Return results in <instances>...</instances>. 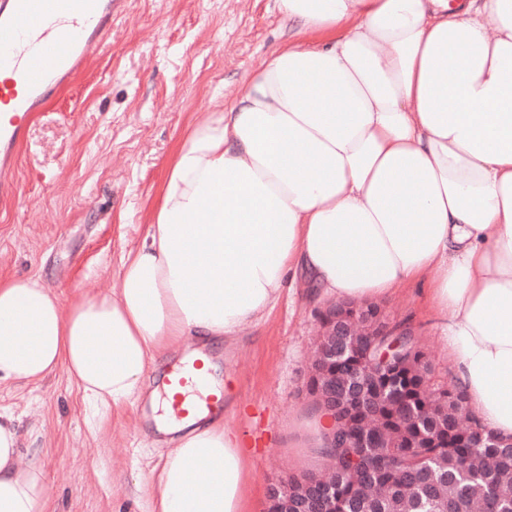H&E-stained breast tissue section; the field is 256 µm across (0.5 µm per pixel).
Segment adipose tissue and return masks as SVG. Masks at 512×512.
Listing matches in <instances>:
<instances>
[{"label":"adipose tissue","mask_w":512,"mask_h":512,"mask_svg":"<svg viewBox=\"0 0 512 512\" xmlns=\"http://www.w3.org/2000/svg\"><path fill=\"white\" fill-rule=\"evenodd\" d=\"M305 36L189 126L117 288L65 305L0 281V385L65 371L94 409L149 396L166 434L146 512H243L249 450L222 419L171 415L159 358L232 352L289 274L373 301L431 277L461 391L512 437V0H278ZM0 411V512L48 490Z\"/></svg>","instance_id":"ef3b65f1"}]
</instances>
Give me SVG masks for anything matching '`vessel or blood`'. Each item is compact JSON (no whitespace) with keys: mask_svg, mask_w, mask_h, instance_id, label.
I'll use <instances>...</instances> for the list:
<instances>
[{"mask_svg":"<svg viewBox=\"0 0 512 512\" xmlns=\"http://www.w3.org/2000/svg\"><path fill=\"white\" fill-rule=\"evenodd\" d=\"M112 32V0H0V87L12 109L0 113V199L15 196L11 177L28 122L100 54ZM208 386L198 364L171 380L168 402L177 415L201 410Z\"/></svg>","mask_w":512,"mask_h":512,"instance_id":"vessel-or-blood-1","label":"vessel or blood"}]
</instances>
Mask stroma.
Returning a JSON list of instances; mask_svg holds the SVG:
<instances>
[{"label":"stroma","instance_id":"obj_1","mask_svg":"<svg viewBox=\"0 0 512 512\" xmlns=\"http://www.w3.org/2000/svg\"><path fill=\"white\" fill-rule=\"evenodd\" d=\"M299 38L277 0H113L104 51L29 125L17 195L0 200V277L41 276L69 304L115 287L188 125L229 104L273 50ZM305 292L295 282L240 350L214 354L231 399L224 423L250 450L247 512H264L270 485L319 470L298 464L313 439L303 384L322 307ZM380 304L415 325L433 383L456 388L427 284ZM0 410L30 434L25 454L49 488L44 512H144L149 490L133 475L162 458L140 409L121 407L92 432L82 392L60 372L1 386Z\"/></svg>","mask_w":512,"mask_h":512}]
</instances>
